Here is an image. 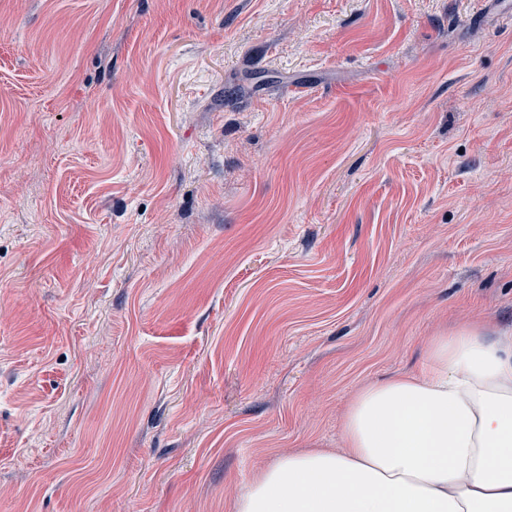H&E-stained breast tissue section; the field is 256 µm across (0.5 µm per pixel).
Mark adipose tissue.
Here are the masks:
<instances>
[{
  "instance_id": "ef3b65f1",
  "label": "adipose tissue",
  "mask_w": 512,
  "mask_h": 512,
  "mask_svg": "<svg viewBox=\"0 0 512 512\" xmlns=\"http://www.w3.org/2000/svg\"><path fill=\"white\" fill-rule=\"evenodd\" d=\"M423 354L353 396L341 450L281 458L237 512H512V329L464 324Z\"/></svg>"
}]
</instances>
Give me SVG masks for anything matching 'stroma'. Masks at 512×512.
Masks as SVG:
<instances>
[{"label":"stroma","mask_w":512,"mask_h":512,"mask_svg":"<svg viewBox=\"0 0 512 512\" xmlns=\"http://www.w3.org/2000/svg\"><path fill=\"white\" fill-rule=\"evenodd\" d=\"M507 11L0 0V512H236L512 328Z\"/></svg>","instance_id":"stroma-1"}]
</instances>
